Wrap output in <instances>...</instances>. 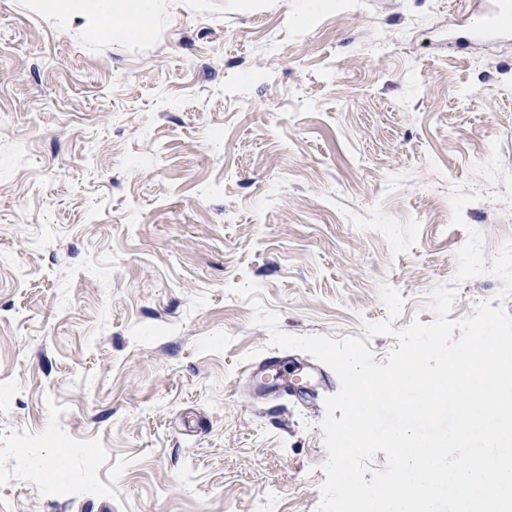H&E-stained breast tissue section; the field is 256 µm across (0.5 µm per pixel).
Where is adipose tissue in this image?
<instances>
[{
  "label": "adipose tissue",
  "instance_id": "obj_1",
  "mask_svg": "<svg viewBox=\"0 0 512 512\" xmlns=\"http://www.w3.org/2000/svg\"><path fill=\"white\" fill-rule=\"evenodd\" d=\"M42 6L54 15L82 13L92 19L108 20L116 37L139 31L155 14L153 0H42Z\"/></svg>",
  "mask_w": 512,
  "mask_h": 512
}]
</instances>
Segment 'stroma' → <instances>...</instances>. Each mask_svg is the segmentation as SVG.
I'll return each mask as SVG.
<instances>
[{
  "label": "stroma",
  "instance_id": "35a3bbf8",
  "mask_svg": "<svg viewBox=\"0 0 512 512\" xmlns=\"http://www.w3.org/2000/svg\"><path fill=\"white\" fill-rule=\"evenodd\" d=\"M159 2L132 40L0 0V512H318L340 382L256 392L314 358L251 298L339 340L386 283L429 323L468 229L512 239V40L456 37L481 0ZM254 366L249 368L250 372L253 370ZM272 372L275 375L273 378L275 383H267L265 380L267 378V374ZM256 386L260 390H265L270 385H273L281 394L291 395L296 392L299 387L307 385V380L305 376L293 372H288V368L282 364L277 358H269L262 361L258 367L253 370ZM301 375L304 377V382L302 384H298L296 378Z\"/></svg>",
  "mask_w": 512,
  "mask_h": 512
}]
</instances>
